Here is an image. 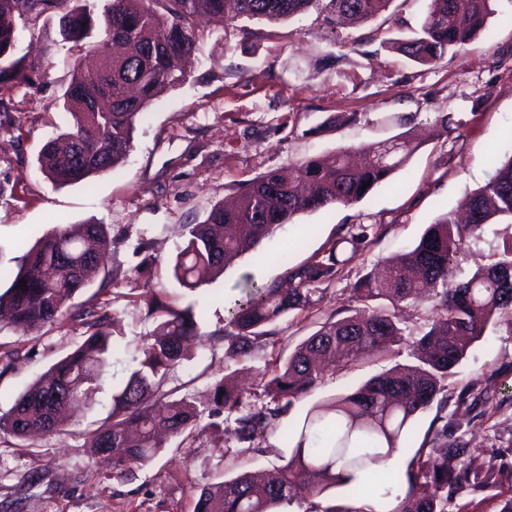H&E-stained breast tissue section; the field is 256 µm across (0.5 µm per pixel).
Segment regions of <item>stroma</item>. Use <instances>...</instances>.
I'll use <instances>...</instances> for the list:
<instances>
[{
    "mask_svg": "<svg viewBox=\"0 0 512 512\" xmlns=\"http://www.w3.org/2000/svg\"><path fill=\"white\" fill-rule=\"evenodd\" d=\"M428 3L392 0L380 29L371 22L339 27L314 8L277 23L207 25L203 56L182 85L148 108L125 165L87 182L54 184L37 163L43 145L58 132L59 97L71 74L65 53L56 55L48 76L0 91L13 119L0 127V267L16 270L22 255L55 225H105L113 242L106 266L112 285L103 289L91 282L74 302L92 298L106 305L119 347L95 391L72 410L70 434L26 440L0 435V512H194L195 493L207 484L288 459L291 450L279 431L250 446L236 439L228 418L223 430L201 423L191 436L170 438L158 456L119 479L110 461L88 456L81 434L107 416L113 390L128 377L132 348L154 327L141 302L146 290H161L175 306L195 302L202 310L204 339L172 374L170 389L207 408L215 382L233 371L246 402H257L256 373L285 360L325 319L365 308V301L351 296L354 285L378 262L415 246L429 224L484 186L494 173L490 153L512 155V0H494L486 33L434 67L385 44L416 28ZM370 31L377 34L374 41L352 47V37ZM350 112L358 114L357 123L330 125L331 117ZM442 112L452 120L439 136L431 126ZM406 133L421 145L390 183L352 205L296 216L263 239L257 253L241 256L196 291L174 280L171 265L184 225L202 222L247 181L307 156H330ZM357 225L367 227L368 237L322 290L318 304L273 323L275 343L254 348L246 358L225 357L221 336L243 276L259 285L282 281L284 249H291L292 264L309 262ZM142 242L149 245L144 255L136 251ZM146 257L152 266L144 275L137 266ZM84 338L77 323L42 335L1 327L0 411ZM408 361L402 349L336 367L294 402L281 429L300 428L311 410ZM465 387L475 396L495 392L503 403L482 416L458 413L457 395ZM445 394L447 407L431 406L412 422L407 445L390 469L403 474L444 417L458 414L466 422L461 435L474 465L512 462V316H500L474 343L446 380ZM510 497L512 478L500 476L491 492L454 494L448 512H498Z\"/></svg>",
    "mask_w": 512,
    "mask_h": 512,
    "instance_id": "obj_1",
    "label": "stroma"
}]
</instances>
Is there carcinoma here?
<instances>
[{"label":"carcinoma","mask_w":512,"mask_h":512,"mask_svg":"<svg viewBox=\"0 0 512 512\" xmlns=\"http://www.w3.org/2000/svg\"><path fill=\"white\" fill-rule=\"evenodd\" d=\"M392 0H0V85L28 83L45 75L63 49L72 62L70 82L60 112L65 130L47 142L38 164L46 177L61 185L84 182L121 166L132 145L136 123L148 106L186 80L171 68L170 51L183 47L204 51L203 24L214 18L229 26L241 20L276 23L313 5L326 22L371 21ZM493 0H430L409 38L391 39L388 47L411 61L434 67L448 54L485 31ZM45 42L44 53L30 59L17 53L21 32ZM121 43L122 53L99 69L85 70L80 60ZM410 135L379 145H364L360 166L351 163L353 149L331 158L309 157L268 171L247 183L232 206L217 204L205 220L185 225L186 235L172 270L177 282L193 292L224 273L240 256L294 216L331 206H349L376 186L387 183L417 149ZM495 174L472 193L468 219L448 213L429 225L420 241L403 252L383 276L368 274L353 295L383 304L329 318L288 355L283 365L259 373L264 400L244 403L241 391L221 379L214 391L209 426L220 429L224 413L235 415V434L242 443L275 431L295 401L321 384L329 368L350 364L363 355L389 352L407 342L397 307L425 299L438 312L423 336L412 343L415 362L367 381L355 392L309 413L292 436L291 458L258 481L241 473L203 487L195 512H377L355 502L396 478L382 469L406 439L412 421L434 403L448 374L466 358L472 344L512 314V233L502 237L489 263L466 279L457 278L458 254L481 239L489 224L512 225V156L494 160ZM369 187H363V184ZM112 241L102 224H58L31 247L18 271L0 269V312L10 314L16 331L39 333L65 322L86 327L82 344L24 390L11 408L0 413V434L25 439L32 434L62 435L67 410L92 390L110 364L114 345L103 331L108 309L87 301L72 304L77 292L105 269ZM290 288L257 285L243 276V297L224 327L225 355L244 357L272 337L266 327L291 310L314 305L318 286L333 281L341 263L336 247L318 260L290 265L281 255ZM155 320L149 336L137 345L124 385L112 395V408L97 428L82 433L89 456H112L118 474L160 454L162 428L182 436L197 425L199 411L188 397L167 402L162 415L149 411L151 401L168 397L164 388L187 360V344L201 337L194 306L177 308L148 290L143 298ZM443 425L406 463V492L389 512H448V499L461 489L489 487L497 466L475 467L466 443ZM343 487L346 501L328 491Z\"/></svg>","instance_id":"obj_1"}]
</instances>
